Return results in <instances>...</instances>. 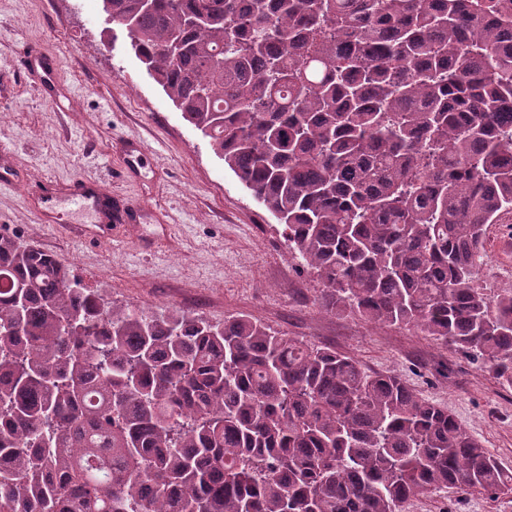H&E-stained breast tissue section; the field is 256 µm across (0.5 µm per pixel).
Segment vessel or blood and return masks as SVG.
I'll return each mask as SVG.
<instances>
[{
	"instance_id": "obj_1",
	"label": "vessel or blood",
	"mask_w": 512,
	"mask_h": 512,
	"mask_svg": "<svg viewBox=\"0 0 512 512\" xmlns=\"http://www.w3.org/2000/svg\"><path fill=\"white\" fill-rule=\"evenodd\" d=\"M19 62L25 71L37 75L44 87L53 86L54 76L60 68L58 59L45 56L35 46L29 45L23 49ZM50 192L95 212L103 229L90 237L89 242L93 245L110 240L111 234L106 231V224L125 223L144 208L137 199L112 200L109 183L96 177L79 176L68 183L51 187Z\"/></svg>"
}]
</instances>
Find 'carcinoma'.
Instances as JSON below:
<instances>
[{
    "instance_id": "carcinoma-1",
    "label": "carcinoma",
    "mask_w": 512,
    "mask_h": 512,
    "mask_svg": "<svg viewBox=\"0 0 512 512\" xmlns=\"http://www.w3.org/2000/svg\"><path fill=\"white\" fill-rule=\"evenodd\" d=\"M101 2L325 311L512 388V291L474 284L512 211L498 0ZM450 486L512 494V469L397 376L243 315L111 306L0 235V512H403Z\"/></svg>"
}]
</instances>
